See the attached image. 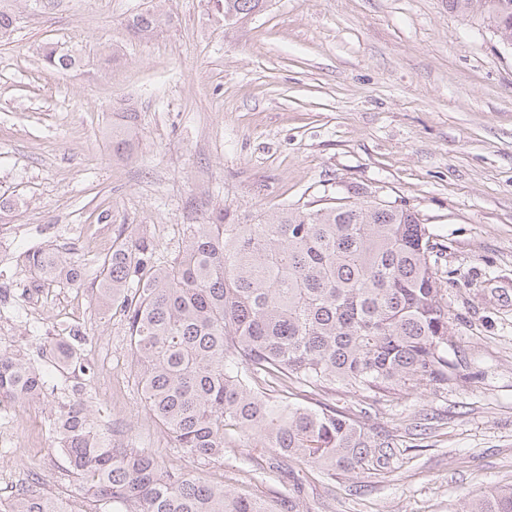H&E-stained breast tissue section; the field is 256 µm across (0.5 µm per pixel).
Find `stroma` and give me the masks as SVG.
Listing matches in <instances>:
<instances>
[{
	"instance_id": "obj_1",
	"label": "stroma",
	"mask_w": 512,
	"mask_h": 512,
	"mask_svg": "<svg viewBox=\"0 0 512 512\" xmlns=\"http://www.w3.org/2000/svg\"><path fill=\"white\" fill-rule=\"evenodd\" d=\"M155 10L146 39L125 22ZM0 349L48 375L43 398L0 411L24 417L0 470L98 512L68 470L46 421L72 374L49 349L78 328L92 372L94 418L155 451L186 457L145 412L130 372L125 322L89 284L114 231L177 243L201 213L278 214L323 197L369 191L415 211L441 255L451 315L447 388L421 384L371 403L329 401L395 437L381 461L331 477L233 434L211 482L264 499L273 512H457L512 483V51L468 24L448 0H268L234 25L207 0H0ZM79 49L80 67L44 66L46 47ZM137 115L130 157L112 155L119 113ZM83 265L86 284L25 291V251Z\"/></svg>"
}]
</instances>
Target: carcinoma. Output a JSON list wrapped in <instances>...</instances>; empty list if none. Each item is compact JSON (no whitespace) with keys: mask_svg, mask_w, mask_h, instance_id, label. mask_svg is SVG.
<instances>
[{"mask_svg":"<svg viewBox=\"0 0 512 512\" xmlns=\"http://www.w3.org/2000/svg\"><path fill=\"white\" fill-rule=\"evenodd\" d=\"M230 25L263 10L266 0H211ZM448 8L492 31L512 50V0H448ZM162 16L127 20L147 38ZM55 69L80 65L78 50L48 48ZM136 132L112 127V151L129 157ZM30 288L75 284L82 268L50 251L25 253ZM98 297L125 318L128 351L143 406L174 447L200 467L224 457L229 432L326 474L355 473L395 446L317 401L340 387L377 402L398 386L444 388L457 379L448 359V301L430 234L416 213L364 195L285 208L270 219L229 222L213 210L185 224L167 252L117 230L98 264ZM51 354L68 367L76 351L65 337ZM47 375L19 352L0 351V408L39 399ZM85 497L112 512H272L266 501L180 469L163 471L153 453L123 446L103 431L85 400L73 396L48 419ZM4 512H73L33 488L17 491ZM460 512H512V484L491 488Z\"/></svg>","mask_w":512,"mask_h":512,"instance_id":"cac0c4a2","label":"carcinoma"}]
</instances>
